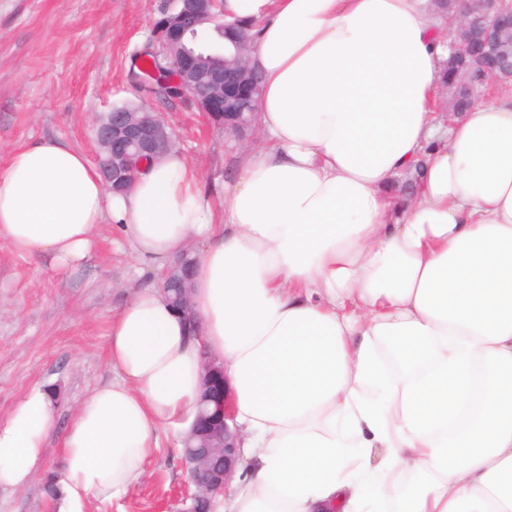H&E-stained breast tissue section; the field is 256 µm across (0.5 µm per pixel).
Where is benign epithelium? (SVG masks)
I'll use <instances>...</instances> for the list:
<instances>
[{"instance_id":"7a95c632","label":"benign epithelium","mask_w":512,"mask_h":512,"mask_svg":"<svg viewBox=\"0 0 512 512\" xmlns=\"http://www.w3.org/2000/svg\"><path fill=\"white\" fill-rule=\"evenodd\" d=\"M218 0H171L174 8L164 13L154 39L165 66L176 74L174 84L191 95L201 111L224 133L238 138L254 124L237 105L252 98L254 86L244 63L234 59L209 68L203 57L188 47L198 29L213 23V8ZM506 0H448L441 10L447 31L453 35L452 47L462 49L474 41L484 45L478 57H449L442 68L452 69L443 85L442 113L456 116L466 108L463 100H474L492 87L512 89V68L498 55L512 51V6ZM99 146L96 163L106 186L116 192L126 189L133 173V160L143 156H161L173 146L170 124L161 113L142 107L136 112L113 111L110 119L95 126ZM199 257L177 258L160 274L163 293L179 303L181 314L194 319L190 308V284ZM226 378L212 362L204 367V377L189 436L194 445L185 448L192 493L196 502L224 492L239 459L238 434L228 424Z\"/></svg>"}]
</instances>
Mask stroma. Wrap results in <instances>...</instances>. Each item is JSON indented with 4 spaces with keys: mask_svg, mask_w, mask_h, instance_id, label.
<instances>
[{
    "mask_svg": "<svg viewBox=\"0 0 512 512\" xmlns=\"http://www.w3.org/2000/svg\"><path fill=\"white\" fill-rule=\"evenodd\" d=\"M162 0H0V168L18 146L57 137L94 157L95 124L113 107L147 105L174 127L177 149L200 172L214 210L224 205L231 136L191 99H155L130 78ZM143 281L125 244L101 226L98 244L64 275L0 245V419L32 387L51 392L56 425L43 466L23 489L0 488V512H57L60 443L81 401L115 379L106 332L115 309ZM145 477L84 512H187L188 468L168 439Z\"/></svg>",
    "mask_w": 512,
    "mask_h": 512,
    "instance_id": "35a3bbf8",
    "label": "stroma"
}]
</instances>
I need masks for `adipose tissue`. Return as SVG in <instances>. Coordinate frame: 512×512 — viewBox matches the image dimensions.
Instances as JSON below:
<instances>
[{
  "mask_svg": "<svg viewBox=\"0 0 512 512\" xmlns=\"http://www.w3.org/2000/svg\"><path fill=\"white\" fill-rule=\"evenodd\" d=\"M221 11L253 36L263 136L223 213L176 150L120 194L57 139L0 168V243L66 272L108 224L149 276L107 329L117 379L63 438L60 512L126 495L161 432L182 443L208 359L240 445L217 512H512V94L439 114L430 0ZM195 240L191 323L154 276ZM54 427L31 388L0 421V487L31 483Z\"/></svg>",
  "mask_w": 512,
  "mask_h": 512,
  "instance_id": "adipose-tissue-1",
  "label": "adipose tissue"
}]
</instances>
